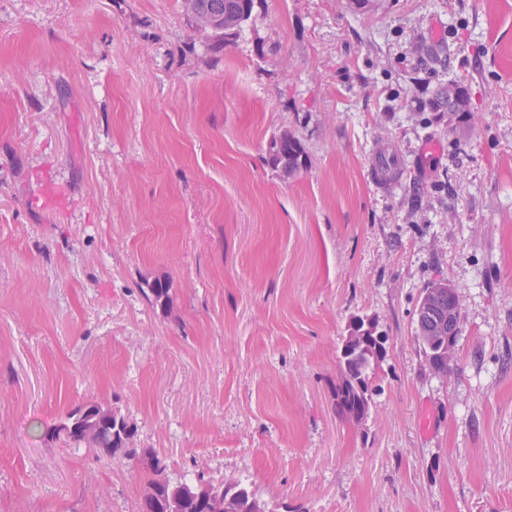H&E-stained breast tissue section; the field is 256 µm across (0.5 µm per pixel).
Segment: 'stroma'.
Here are the masks:
<instances>
[{
    "instance_id": "obj_1",
    "label": "stroma",
    "mask_w": 512,
    "mask_h": 512,
    "mask_svg": "<svg viewBox=\"0 0 512 512\" xmlns=\"http://www.w3.org/2000/svg\"><path fill=\"white\" fill-rule=\"evenodd\" d=\"M358 315L387 349L360 424ZM86 404L271 512H512V0H255L225 46L182 0H0V512H139V459L43 438ZM270 159L272 164L279 169L284 176L295 174L305 163L304 150L301 143L292 136L287 140L275 138L271 142ZM443 282H432L423 288L416 307V337L419 347L428 363L432 361L438 375H448L455 361L448 365V359L439 353L448 339H456L461 333L462 306L460 301L450 304L452 288H440ZM448 313L457 319L448 318ZM386 353V347L379 353L373 343L347 349L342 339L338 356L342 375L333 396L336 410L344 418L354 421L353 415L358 411L369 412L373 400L372 383Z\"/></svg>"
}]
</instances>
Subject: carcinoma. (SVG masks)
<instances>
[{
  "label": "carcinoma",
  "mask_w": 512,
  "mask_h": 512,
  "mask_svg": "<svg viewBox=\"0 0 512 512\" xmlns=\"http://www.w3.org/2000/svg\"><path fill=\"white\" fill-rule=\"evenodd\" d=\"M255 0H184V7L191 16L203 14L215 25L212 34L217 41L229 44L243 26L251 20ZM461 88L450 83L442 88L435 105L450 112L459 111L455 91ZM272 164L285 176L295 174L305 163L301 143L290 137L271 142ZM451 289L432 282L423 288L416 307V337L426 361L434 364L436 373L446 376L453 365L439 353L449 338L461 333V321L448 318V301ZM387 350L379 351L375 344L348 349L339 347L338 366L341 381L333 391L336 410L351 420L359 411L369 412L373 400L372 383L378 368L385 360ZM122 430L133 438L136 430L123 417L97 404L77 407L68 412L63 421L46 431L45 438L62 439L69 443L88 444L106 457H113L116 447L114 436ZM150 474L146 491L141 499L140 512H206L205 501L218 502L222 512H269L268 506L257 500L249 487L242 483L224 484L199 475L193 479L173 481L166 475L164 459L154 456L151 463H143Z\"/></svg>",
  "instance_id": "carcinoma-1"
}]
</instances>
